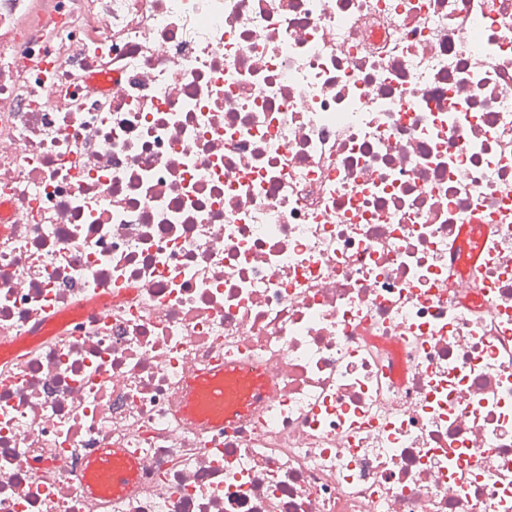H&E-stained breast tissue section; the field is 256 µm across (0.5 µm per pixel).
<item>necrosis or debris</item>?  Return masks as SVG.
<instances>
[{
  "mask_svg": "<svg viewBox=\"0 0 512 512\" xmlns=\"http://www.w3.org/2000/svg\"><path fill=\"white\" fill-rule=\"evenodd\" d=\"M0 512H512V0H0ZM490 225L491 224H471L468 226L465 235L455 242L456 248L464 250L470 254L469 269L472 271L474 278H477V275L480 271V266H478V263L481 244L483 239L490 232ZM232 376H242V372L231 365L220 366L218 369L201 374L193 379L187 388L184 398V414L188 421L195 423H204L210 426L218 427L234 423L238 418L247 416L255 406L264 401L270 394L272 381L270 378L259 374H250L251 387L249 392L243 396L233 399L229 404L224 403L223 380ZM209 386L214 394L218 416L206 417L196 413L195 406L200 389L203 386Z\"/></svg>",
  "mask_w": 512,
  "mask_h": 512,
  "instance_id": "necrosis-or-debris-1",
  "label": "necrosis or debris"
}]
</instances>
